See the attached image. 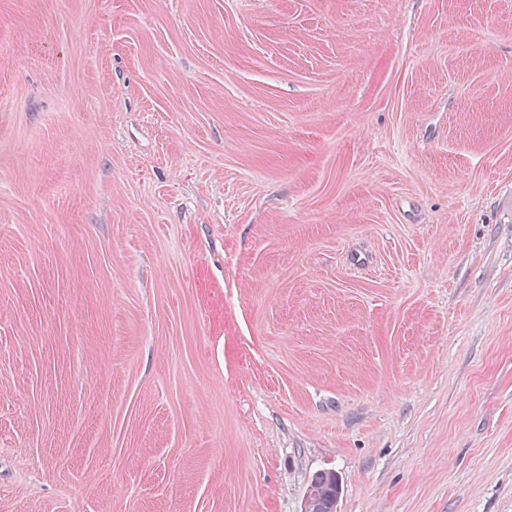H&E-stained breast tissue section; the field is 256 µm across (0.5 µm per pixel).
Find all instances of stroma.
I'll return each instance as SVG.
<instances>
[{
	"label": "stroma",
	"mask_w": 512,
	"mask_h": 512,
	"mask_svg": "<svg viewBox=\"0 0 512 512\" xmlns=\"http://www.w3.org/2000/svg\"><path fill=\"white\" fill-rule=\"evenodd\" d=\"M512 512V0H0V512ZM317 491L310 512H336L340 494L339 478L333 471L317 472L310 482V488Z\"/></svg>",
	"instance_id": "1"
}]
</instances>
